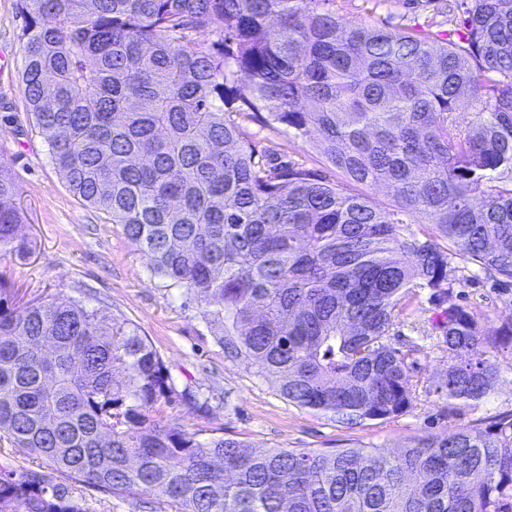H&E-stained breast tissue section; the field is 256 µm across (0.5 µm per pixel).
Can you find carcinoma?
Masks as SVG:
<instances>
[{
  "instance_id": "1",
  "label": "carcinoma",
  "mask_w": 512,
  "mask_h": 512,
  "mask_svg": "<svg viewBox=\"0 0 512 512\" xmlns=\"http://www.w3.org/2000/svg\"><path fill=\"white\" fill-rule=\"evenodd\" d=\"M326 2L17 0L27 111L73 194L288 402L346 426L404 414L410 363L387 336L426 290L447 304L437 389L481 401L512 318L454 303L453 261L512 281V0H461L444 35ZM254 127L313 142L344 180ZM23 219L0 168L1 258L31 253ZM184 396L136 324L0 281V441L53 473L180 512H512V414L394 450H279L162 421ZM0 512L85 510L45 473L0 471Z\"/></svg>"
}]
</instances>
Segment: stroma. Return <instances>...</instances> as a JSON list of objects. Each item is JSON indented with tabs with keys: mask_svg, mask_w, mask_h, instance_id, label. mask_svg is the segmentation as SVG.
I'll return each instance as SVG.
<instances>
[{
	"mask_svg": "<svg viewBox=\"0 0 512 512\" xmlns=\"http://www.w3.org/2000/svg\"><path fill=\"white\" fill-rule=\"evenodd\" d=\"M459 0H329L342 21L390 30H448L460 20ZM22 21L16 0H0V168L16 188L35 250L25 260H0V280L26 298L79 300L139 324L187 398L159 403L163 421L202 435H221L275 449L401 448L444 436L460 427L482 428L512 413V351L493 358L498 377L478 403L451 400L436 387L448 370V353L432 323L440 310L428 293L410 299L388 338L396 348L418 343L410 377L412 405L400 416L342 426L285 400L276 384L255 369L224 357L195 305L152 276L149 258L126 238L121 225L85 206L61 179L48 147L26 110L21 71ZM261 147L275 155L308 160L327 178L342 174L326 166L313 143L287 131L262 130ZM454 301L479 321L500 325L512 315V282L472 278L471 264L455 259ZM86 512H177L155 495H113L71 481Z\"/></svg>",
	"mask_w": 512,
	"mask_h": 512,
	"instance_id": "35a3bbf8",
	"label": "stroma"
}]
</instances>
